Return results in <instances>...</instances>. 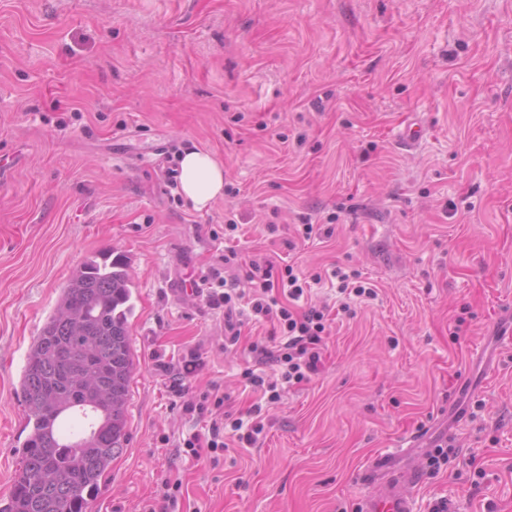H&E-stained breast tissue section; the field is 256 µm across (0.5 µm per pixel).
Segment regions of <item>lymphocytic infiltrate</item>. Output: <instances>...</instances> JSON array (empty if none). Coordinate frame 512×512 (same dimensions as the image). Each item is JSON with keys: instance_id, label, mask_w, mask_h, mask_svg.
I'll return each mask as SVG.
<instances>
[{"instance_id": "1", "label": "lymphocytic infiltrate", "mask_w": 512, "mask_h": 512, "mask_svg": "<svg viewBox=\"0 0 512 512\" xmlns=\"http://www.w3.org/2000/svg\"><path fill=\"white\" fill-rule=\"evenodd\" d=\"M221 260V266L208 270L207 301L224 311L226 346L238 345L242 329L250 320L263 319L276 324L282 340L274 350L260 340L249 344L257 366L246 369L243 377L261 398L235 412L227 410L230 396L220 385H212L210 390L197 395L190 393L186 381L202 366V355L193 350L183 360L182 382L175 387L174 394L181 399L184 412L201 421L202 426L184 438L182 446L188 456L195 459L206 456L214 462L224 453L225 437L255 445L264 432L268 406L279 402L284 390L307 384L318 373L332 310L349 316L353 313V299L376 296L359 273L337 265L326 275L338 282L336 307L311 306L297 311L292 309V302L300 300L311 283L321 282L325 275L315 274L308 281L300 278L292 264L279 266L267 259H247L233 246L225 247ZM268 364L275 366L274 375L265 373Z\"/></svg>"}]
</instances>
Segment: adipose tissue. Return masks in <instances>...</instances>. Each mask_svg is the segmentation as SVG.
<instances>
[{"instance_id": "ef3b65f1", "label": "adipose tissue", "mask_w": 512, "mask_h": 512, "mask_svg": "<svg viewBox=\"0 0 512 512\" xmlns=\"http://www.w3.org/2000/svg\"><path fill=\"white\" fill-rule=\"evenodd\" d=\"M224 181V168L209 151L193 149L181 155V192L195 209H205L223 197Z\"/></svg>"}]
</instances>
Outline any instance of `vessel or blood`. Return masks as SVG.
<instances>
[{"instance_id": "1", "label": "vessel or blood", "mask_w": 512, "mask_h": 512, "mask_svg": "<svg viewBox=\"0 0 512 512\" xmlns=\"http://www.w3.org/2000/svg\"><path fill=\"white\" fill-rule=\"evenodd\" d=\"M415 449L413 442H406L394 451L377 455L365 470L363 482L367 487L361 499L362 512H416L413 498L407 496L402 485L417 482L414 470H400L399 461Z\"/></svg>"}]
</instances>
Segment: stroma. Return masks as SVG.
I'll return each instance as SVG.
<instances>
[{"label": "stroma", "mask_w": 512, "mask_h": 512, "mask_svg": "<svg viewBox=\"0 0 512 512\" xmlns=\"http://www.w3.org/2000/svg\"><path fill=\"white\" fill-rule=\"evenodd\" d=\"M419 122L413 150L397 138ZM201 148L224 196L195 210L166 155ZM239 227L240 250L308 277L342 265L376 298L332 324L318 374L282 392L256 446L178 444L173 388L249 401L246 343L175 295ZM277 233H269V225ZM303 224L332 237L288 250ZM126 256L128 439L87 512H353L379 452L450 431L458 458L418 512H512V0H0V507L21 461L19 381L81 264ZM463 318L460 338L450 331ZM483 478H475L474 466Z\"/></svg>", "instance_id": "obj_1"}]
</instances>
